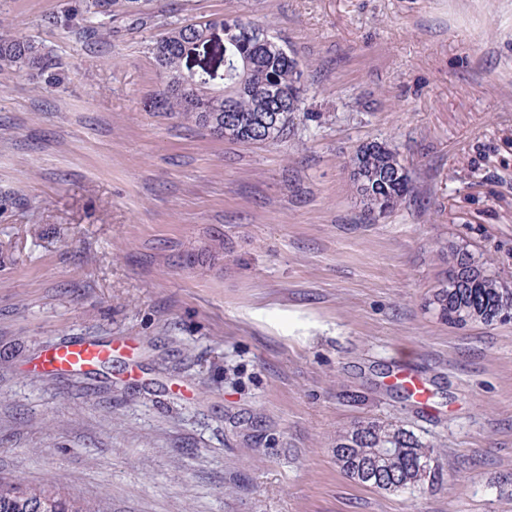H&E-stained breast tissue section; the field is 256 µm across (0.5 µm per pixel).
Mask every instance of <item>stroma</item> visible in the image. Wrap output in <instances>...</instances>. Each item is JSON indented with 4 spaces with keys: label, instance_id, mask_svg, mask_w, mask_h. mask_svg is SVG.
Listing matches in <instances>:
<instances>
[{
    "label": "stroma",
    "instance_id": "stroma-1",
    "mask_svg": "<svg viewBox=\"0 0 512 512\" xmlns=\"http://www.w3.org/2000/svg\"><path fill=\"white\" fill-rule=\"evenodd\" d=\"M67 0H0L56 88L0 62V476L110 512H512V319L426 306L467 248L512 286V0H141L96 42ZM239 15L286 42L313 118L249 147L152 106L154 43ZM391 138L414 189L365 218L345 161ZM223 259L194 262L215 240ZM132 340L45 377L65 342ZM409 371L420 410L386 383ZM379 418L433 448L421 488L346 478Z\"/></svg>",
    "mask_w": 512,
    "mask_h": 512
}]
</instances>
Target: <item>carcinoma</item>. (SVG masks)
Instances as JSON below:
<instances>
[{
	"label": "carcinoma",
	"instance_id": "cac0c4a2",
	"mask_svg": "<svg viewBox=\"0 0 512 512\" xmlns=\"http://www.w3.org/2000/svg\"><path fill=\"white\" fill-rule=\"evenodd\" d=\"M139 0H71L66 21L78 23L86 37L111 32L112 13L123 12L140 25L150 17L140 12ZM224 26V87L213 89L219 75L201 68L185 80V53L209 42L210 28ZM257 29L258 37L244 33ZM163 82L154 108L185 123L244 145H279L295 138L311 114L305 98V75L288 45L259 23L239 16L219 21L178 24L152 48ZM0 61L17 73L42 78L49 87L61 82L62 70L38 43L20 37H0ZM277 116L274 127L265 122ZM352 189L367 214L384 215L397 209L413 189L412 173L398 147L388 140L360 145L346 163ZM512 290L465 248H448V270L428 300L438 318L454 325H491L512 315ZM340 472L354 482L380 491L416 489L431 478L430 445L403 424L368 420L336 435ZM0 512H107L101 502L73 498L58 484L28 486L0 478Z\"/></svg>",
	"mask_w": 512,
	"mask_h": 512
}]
</instances>
